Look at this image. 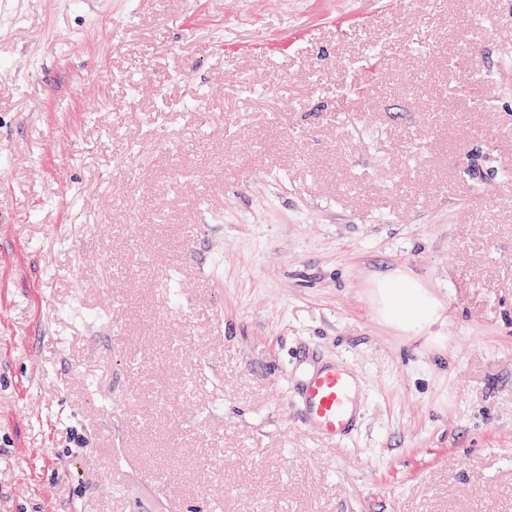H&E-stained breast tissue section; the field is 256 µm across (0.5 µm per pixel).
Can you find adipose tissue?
Masks as SVG:
<instances>
[{
    "label": "adipose tissue",
    "mask_w": 512,
    "mask_h": 512,
    "mask_svg": "<svg viewBox=\"0 0 512 512\" xmlns=\"http://www.w3.org/2000/svg\"><path fill=\"white\" fill-rule=\"evenodd\" d=\"M379 289L384 315L390 321L407 328L432 322L435 303L418 282L400 277L381 283Z\"/></svg>",
    "instance_id": "adipose-tissue-1"
}]
</instances>
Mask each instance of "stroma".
I'll use <instances>...</instances> for the list:
<instances>
[{
    "mask_svg": "<svg viewBox=\"0 0 512 512\" xmlns=\"http://www.w3.org/2000/svg\"><path fill=\"white\" fill-rule=\"evenodd\" d=\"M0 512H512V0H0ZM383 312L390 321L407 328H417L432 322L435 316L434 300L416 281L400 277L377 286ZM293 387L303 427L331 441L352 432L360 416L364 384L344 363L319 361L309 351L302 352Z\"/></svg>",
    "mask_w": 512,
    "mask_h": 512,
    "instance_id": "stroma-1",
    "label": "stroma"
}]
</instances>
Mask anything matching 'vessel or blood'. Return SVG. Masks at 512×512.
<instances>
[{
  "mask_svg": "<svg viewBox=\"0 0 512 512\" xmlns=\"http://www.w3.org/2000/svg\"><path fill=\"white\" fill-rule=\"evenodd\" d=\"M293 387L303 427L331 441L352 432L360 416L364 384L344 363H327L301 353Z\"/></svg>",
  "mask_w": 512,
  "mask_h": 512,
  "instance_id": "b4317fda",
  "label": "vessel or blood"
}]
</instances>
